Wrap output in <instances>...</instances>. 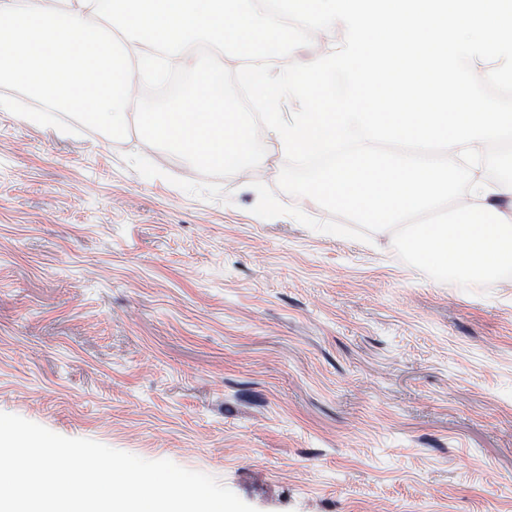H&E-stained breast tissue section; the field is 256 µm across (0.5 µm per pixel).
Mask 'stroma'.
<instances>
[{
	"label": "stroma",
	"mask_w": 512,
	"mask_h": 512,
	"mask_svg": "<svg viewBox=\"0 0 512 512\" xmlns=\"http://www.w3.org/2000/svg\"><path fill=\"white\" fill-rule=\"evenodd\" d=\"M254 179L0 110V412L258 512H512V279L262 222Z\"/></svg>",
	"instance_id": "35a3bbf8"
}]
</instances>
